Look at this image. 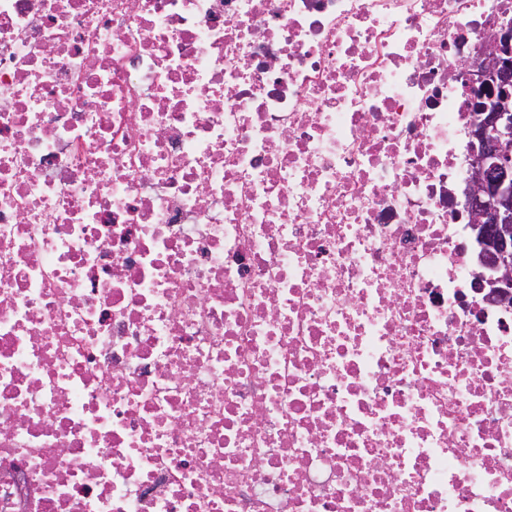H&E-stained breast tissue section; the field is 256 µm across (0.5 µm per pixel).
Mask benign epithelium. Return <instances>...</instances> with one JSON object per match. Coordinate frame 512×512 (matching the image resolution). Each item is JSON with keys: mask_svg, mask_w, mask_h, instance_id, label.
Here are the masks:
<instances>
[{"mask_svg": "<svg viewBox=\"0 0 512 512\" xmlns=\"http://www.w3.org/2000/svg\"><path fill=\"white\" fill-rule=\"evenodd\" d=\"M477 111V142L465 189L470 229L480 248L492 299L512 305V28L495 34L489 52L466 64Z\"/></svg>", "mask_w": 512, "mask_h": 512, "instance_id": "obj_1", "label": "benign epithelium"}]
</instances>
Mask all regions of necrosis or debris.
<instances>
[{"mask_svg":"<svg viewBox=\"0 0 512 512\" xmlns=\"http://www.w3.org/2000/svg\"><path fill=\"white\" fill-rule=\"evenodd\" d=\"M512 0H0V512H512L462 61Z\"/></svg>","mask_w":512,"mask_h":512,"instance_id":"obj_1","label":"necrosis or debris"}]
</instances>
